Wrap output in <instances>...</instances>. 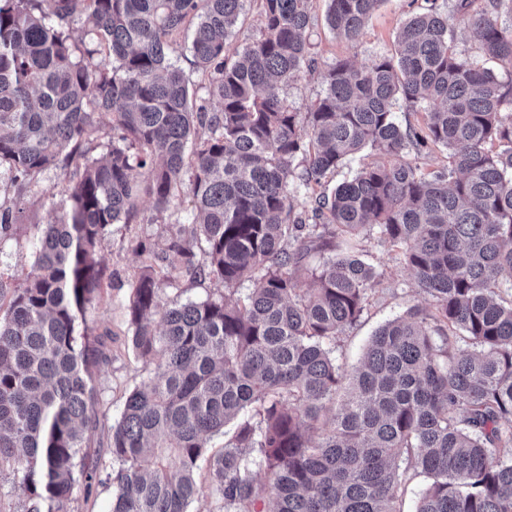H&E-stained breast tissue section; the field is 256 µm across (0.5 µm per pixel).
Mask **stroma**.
<instances>
[{
  "label": "stroma",
  "instance_id": "obj_1",
  "mask_svg": "<svg viewBox=\"0 0 512 512\" xmlns=\"http://www.w3.org/2000/svg\"><path fill=\"white\" fill-rule=\"evenodd\" d=\"M425 5L424 0H384L357 41L335 34L325 21L326 0H316L310 40L315 63L300 79L284 88L293 111L309 112L322 92L321 75L329 64L349 60L369 66L375 57L393 54L402 25ZM440 11L448 13L459 52L477 66L491 70L499 79L512 78V66L486 58L466 22L453 16L452 0H437ZM69 172L49 167L39 173L26 189L0 181V204H22L23 218L10 237L0 241V316L5 315L15 289L23 287L32 270L35 228L47 221L50 205L66 200ZM192 220L188 188H181L177 207L160 213L151 200L142 199L129 222L112 225L96 248V258L105 271V285L96 308L88 316L89 340L95 350L93 368L98 404L89 432L86 462L97 478L89 495L78 496L70 512H112V483L108 476L114 464L109 451L112 427L119 420L130 392L148 383L152 364L138 359L131 348L127 306L132 287L145 265L171 270L173 277L161 281V307L187 301L217 299L224 293L221 282L208 276L186 274L180 258L169 255L171 239L183 236ZM367 260L373 265L378 284L369 294L368 305L359 322L337 337L335 355L340 362L355 365L370 337L381 325L407 315L410 309H428L427 296L417 287L401 252L379 234L364 241Z\"/></svg>",
  "mask_w": 512,
  "mask_h": 512
}]
</instances>
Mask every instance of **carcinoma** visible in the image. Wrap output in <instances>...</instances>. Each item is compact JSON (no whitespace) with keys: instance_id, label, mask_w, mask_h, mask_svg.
<instances>
[{"instance_id":"1","label":"carcinoma","mask_w":512,"mask_h":512,"mask_svg":"<svg viewBox=\"0 0 512 512\" xmlns=\"http://www.w3.org/2000/svg\"><path fill=\"white\" fill-rule=\"evenodd\" d=\"M243 2L0 0V177L75 166L0 317V469L24 512H68L90 493L87 314L105 280L93 253L142 196L166 212L186 180L191 239L168 251L194 272L203 243L202 270L225 290L247 278L258 288L162 311L156 270L138 277L131 346L154 371L112 426V512H187L202 461L224 512L266 500L273 512H402L416 475L429 483L415 512H512V79L458 52L432 7L404 24L394 55L329 65L303 125L279 89L312 62L314 0H261L259 38L231 53ZM381 2L328 0L327 23L354 42ZM505 8L512 0H453L481 52L512 66ZM78 19L92 42L80 51ZM188 26L213 108L171 62ZM398 104L420 120L400 125ZM104 112L112 142L97 158L86 144ZM366 146L383 161L293 212V189L323 186ZM423 148L448 150L447 164L425 173L401 160ZM21 214L0 207V239ZM373 230L401 250L430 310L379 327L349 369L332 345L376 284L362 245ZM230 422L224 449L208 453Z\"/></svg>"}]
</instances>
